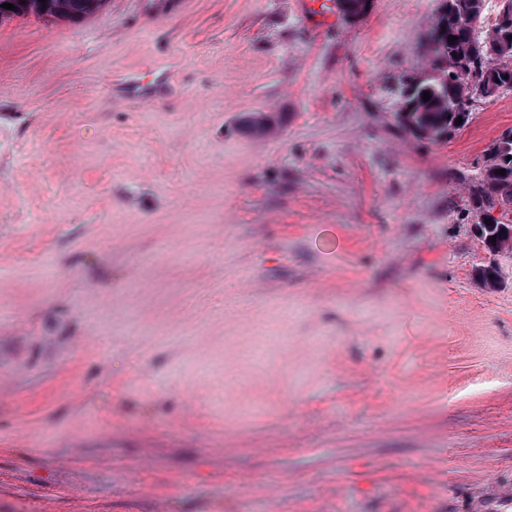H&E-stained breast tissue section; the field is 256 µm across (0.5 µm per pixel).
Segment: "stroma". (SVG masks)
<instances>
[{
    "label": "stroma",
    "instance_id": "1",
    "mask_svg": "<svg viewBox=\"0 0 512 512\" xmlns=\"http://www.w3.org/2000/svg\"><path fill=\"white\" fill-rule=\"evenodd\" d=\"M441 3L0 19V512H512V254L460 181L512 95L394 118ZM302 13H309L319 22L333 21L336 5L333 0H299L294 3Z\"/></svg>",
    "mask_w": 512,
    "mask_h": 512
}]
</instances>
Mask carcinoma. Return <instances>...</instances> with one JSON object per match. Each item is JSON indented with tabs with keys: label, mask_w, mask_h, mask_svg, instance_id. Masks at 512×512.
<instances>
[{
	"label": "carcinoma",
	"mask_w": 512,
	"mask_h": 512,
	"mask_svg": "<svg viewBox=\"0 0 512 512\" xmlns=\"http://www.w3.org/2000/svg\"><path fill=\"white\" fill-rule=\"evenodd\" d=\"M105 0H0V17L35 14L48 20L79 24L96 13ZM444 9L433 27L427 51L429 65L408 77L399 88L397 126L417 139L438 141L460 129L473 116L477 104L512 94V0H498L494 23L484 21L486 0H443ZM11 3L15 9L2 7ZM494 41L485 40L488 31ZM457 40L450 42L448 37ZM431 94L429 100L422 93ZM270 128L271 115L249 114L240 118L241 128L253 135L258 117ZM462 123H456L457 119ZM504 169L506 173L498 174ZM467 211L482 215L478 238L493 255L512 253V140L498 135L462 177Z\"/></svg>",
	"instance_id": "cac0c4a2"
}]
</instances>
